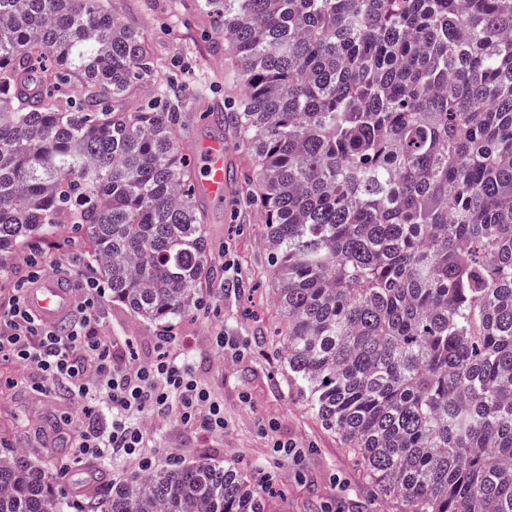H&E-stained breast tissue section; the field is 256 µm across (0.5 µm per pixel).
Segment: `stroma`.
I'll list each match as a JSON object with an SVG mask.
<instances>
[{"label": "stroma", "mask_w": 512, "mask_h": 512, "mask_svg": "<svg viewBox=\"0 0 512 512\" xmlns=\"http://www.w3.org/2000/svg\"><path fill=\"white\" fill-rule=\"evenodd\" d=\"M114 6L127 24L156 30L154 57L179 82L185 141L218 136L216 126L199 114L206 104L224 102V38L211 19L197 11L195 0H114ZM209 214L212 259L226 271L211 282L206 309L171 328L182 337L196 374L223 400L225 426L219 434L193 433L174 418L146 416L150 441L160 451L157 466L174 458L235 464L254 480L268 481L270 512H404L400 502L375 497L353 455L317 421L266 342L276 319L260 216L235 192L210 201ZM39 246L47 260L82 272L79 257L88 248L80 235L61 229ZM100 306L103 334L129 341L127 361L154 356L161 325L139 321L108 296ZM220 332L234 339L237 354L216 348L214 336ZM23 376L17 364L0 359V445L34 452L35 463L49 477H63L69 490L91 483L106 491L109 470L80 463L64 473L57 469L58 460L70 459L72 446L61 424L66 414L79 411V403L62 393L42 396L23 386ZM277 439L290 444V453L273 449Z\"/></svg>", "instance_id": "1"}]
</instances>
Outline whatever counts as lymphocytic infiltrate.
<instances>
[{
  "label": "lymphocytic infiltrate",
  "mask_w": 512,
  "mask_h": 512,
  "mask_svg": "<svg viewBox=\"0 0 512 512\" xmlns=\"http://www.w3.org/2000/svg\"><path fill=\"white\" fill-rule=\"evenodd\" d=\"M85 268L73 282L77 298L65 329L43 324L28 307L25 284L39 278L36 269L14 284L0 309V358L20 365L33 390L82 401L80 412L63 420L76 436V460L116 456L142 469L151 465L143 423L149 414L175 416L195 432H223L224 405L194 372L179 336H159L155 356L132 365L120 357L118 339L99 335L105 282L93 262Z\"/></svg>",
  "instance_id": "f902f5d3"
}]
</instances>
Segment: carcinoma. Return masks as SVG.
<instances>
[{"label": "carcinoma", "instance_id": "obj_1", "mask_svg": "<svg viewBox=\"0 0 512 512\" xmlns=\"http://www.w3.org/2000/svg\"><path fill=\"white\" fill-rule=\"evenodd\" d=\"M216 121L255 164L277 353L378 496L512 512V0H196ZM109 0H0V255L70 226L149 322L215 276L177 78ZM149 98L131 102L138 85ZM174 461L59 494L0 451V512H268Z\"/></svg>", "mask_w": 512, "mask_h": 512}]
</instances>
